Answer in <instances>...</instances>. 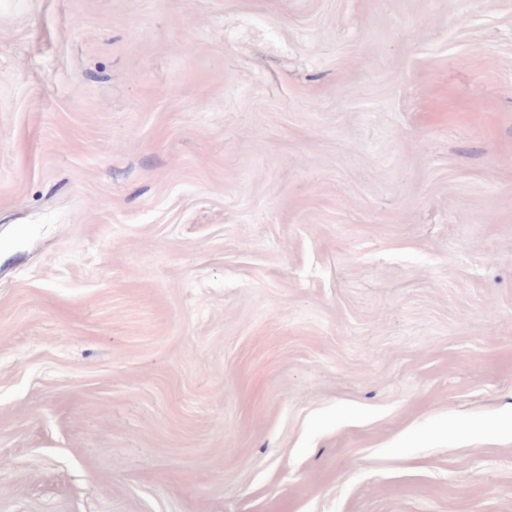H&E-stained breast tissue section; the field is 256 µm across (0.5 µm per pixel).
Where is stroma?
Listing matches in <instances>:
<instances>
[{"label": "stroma", "instance_id": "stroma-1", "mask_svg": "<svg viewBox=\"0 0 512 512\" xmlns=\"http://www.w3.org/2000/svg\"><path fill=\"white\" fill-rule=\"evenodd\" d=\"M0 512H512V0H0Z\"/></svg>", "mask_w": 512, "mask_h": 512}]
</instances>
